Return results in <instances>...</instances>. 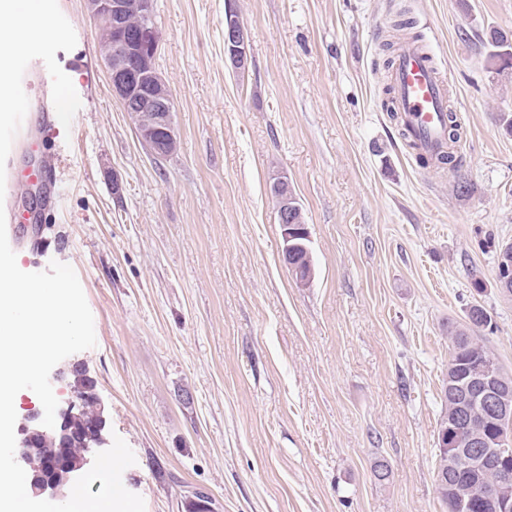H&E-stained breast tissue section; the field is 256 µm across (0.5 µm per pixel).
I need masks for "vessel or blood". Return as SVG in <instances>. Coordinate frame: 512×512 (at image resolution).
Instances as JSON below:
<instances>
[{"mask_svg": "<svg viewBox=\"0 0 512 512\" xmlns=\"http://www.w3.org/2000/svg\"><path fill=\"white\" fill-rule=\"evenodd\" d=\"M390 107L408 146L420 156L439 160L452 146L448 140V78L417 40L401 42L388 71Z\"/></svg>", "mask_w": 512, "mask_h": 512, "instance_id": "obj_1", "label": "vessel or blood"}]
</instances>
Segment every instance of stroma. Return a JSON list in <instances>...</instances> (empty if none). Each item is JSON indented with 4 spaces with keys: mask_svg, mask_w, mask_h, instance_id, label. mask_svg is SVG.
<instances>
[{
    "mask_svg": "<svg viewBox=\"0 0 512 512\" xmlns=\"http://www.w3.org/2000/svg\"><path fill=\"white\" fill-rule=\"evenodd\" d=\"M229 4L250 36L242 74L224 57ZM58 5L81 107L63 126L29 63L23 124L45 135L7 161L41 171L43 200L11 248L23 271L78 276L97 344L74 358L136 457L124 487L146 512H184L197 490L211 512H448L449 324L482 304L512 373L494 261L512 242V69L487 54L512 0H153L177 134L162 160L111 92L83 0ZM402 10L449 78L460 172L418 164L382 107ZM282 176L310 232L305 288L281 259Z\"/></svg>",
    "mask_w": 512,
    "mask_h": 512,
    "instance_id": "stroma-1",
    "label": "stroma"
}]
</instances>
